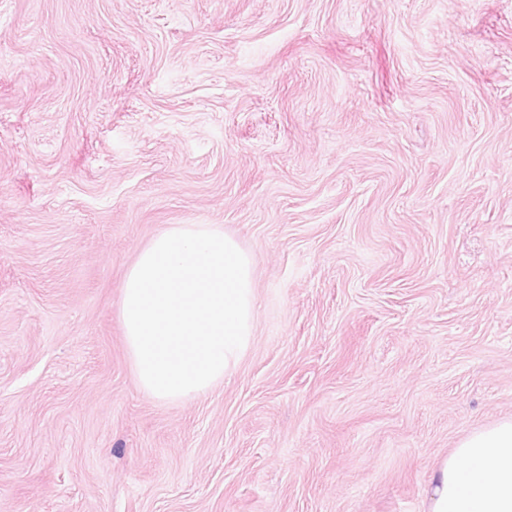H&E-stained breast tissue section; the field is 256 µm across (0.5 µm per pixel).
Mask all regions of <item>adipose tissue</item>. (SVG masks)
I'll use <instances>...</instances> for the list:
<instances>
[{
	"instance_id": "ef3b65f1",
	"label": "adipose tissue",
	"mask_w": 512,
	"mask_h": 512,
	"mask_svg": "<svg viewBox=\"0 0 512 512\" xmlns=\"http://www.w3.org/2000/svg\"><path fill=\"white\" fill-rule=\"evenodd\" d=\"M428 512H512V418L457 443L434 472Z\"/></svg>"
}]
</instances>
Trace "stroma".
I'll return each mask as SVG.
<instances>
[{
  "label": "stroma",
  "instance_id": "stroma-1",
  "mask_svg": "<svg viewBox=\"0 0 512 512\" xmlns=\"http://www.w3.org/2000/svg\"><path fill=\"white\" fill-rule=\"evenodd\" d=\"M254 260L209 393L137 382L126 268ZM512 418V0H0V512H427Z\"/></svg>",
  "mask_w": 512,
  "mask_h": 512
}]
</instances>
